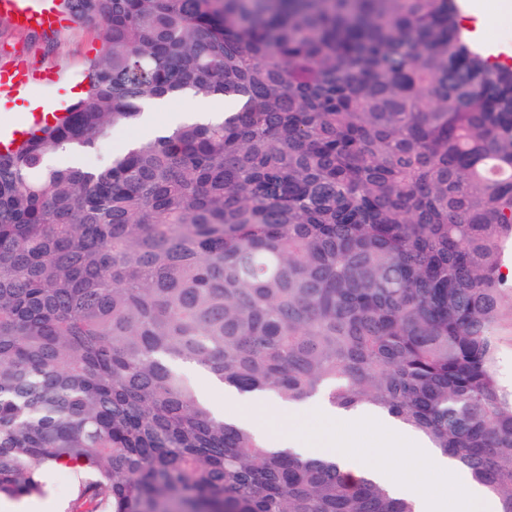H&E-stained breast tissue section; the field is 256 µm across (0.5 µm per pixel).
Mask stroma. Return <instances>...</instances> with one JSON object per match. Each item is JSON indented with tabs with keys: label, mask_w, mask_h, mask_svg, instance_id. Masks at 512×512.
Returning a JSON list of instances; mask_svg holds the SVG:
<instances>
[{
	"label": "stroma",
	"mask_w": 512,
	"mask_h": 512,
	"mask_svg": "<svg viewBox=\"0 0 512 512\" xmlns=\"http://www.w3.org/2000/svg\"><path fill=\"white\" fill-rule=\"evenodd\" d=\"M102 32L78 21L48 30H24L0 15V65L22 63L38 72H53L54 80L36 83L32 96H0V123L16 125L20 109L35 99L61 113L83 91L86 62L101 48ZM494 371L500 385L512 392V279L501 292L493 327Z\"/></svg>",
	"instance_id": "obj_1"
}]
</instances>
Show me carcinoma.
<instances>
[{
	"label": "carcinoma",
	"instance_id": "cac0c4a2",
	"mask_svg": "<svg viewBox=\"0 0 512 512\" xmlns=\"http://www.w3.org/2000/svg\"><path fill=\"white\" fill-rule=\"evenodd\" d=\"M85 96L0 150V495L71 512H415L224 421L179 370L368 406L512 512L493 326L512 240V64L458 0H62ZM221 121L84 154L154 98ZM170 106L180 112H174L168 105V99L164 98L162 100L154 103L147 112H150L148 115V119L146 123H154L155 118L158 114L163 113L167 118V124H176L182 122L190 117L187 115L188 113L194 110L198 104L196 99L191 96L184 95L180 97H175L169 99ZM230 105H224V100L217 99H209L204 100L199 103L197 106L195 114V118L199 120H207L213 118L219 114H222L224 110H230ZM70 469L67 467H57L54 471L47 488V492L42 497H16L14 499L2 496L0 500L9 499L17 502L30 500H49L59 512H69L70 504L73 499V490L70 478ZM20 498H31L21 499Z\"/></svg>",
	"mask_w": 512,
	"mask_h": 512
}]
</instances>
